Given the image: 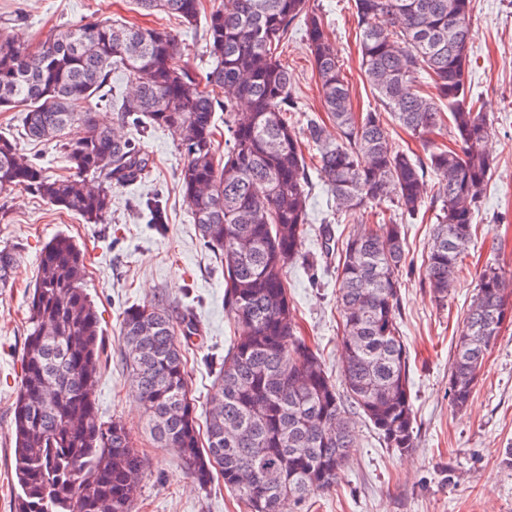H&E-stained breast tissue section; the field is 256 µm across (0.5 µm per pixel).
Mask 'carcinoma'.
<instances>
[{"instance_id":"carcinoma-1","label":"carcinoma","mask_w":512,"mask_h":512,"mask_svg":"<svg viewBox=\"0 0 512 512\" xmlns=\"http://www.w3.org/2000/svg\"><path fill=\"white\" fill-rule=\"evenodd\" d=\"M364 77L384 110L424 145L415 158L394 150L379 112H352L351 90L309 0H219L206 17L213 66L198 81L180 63L165 29L108 18L66 27L35 49L14 46L0 29V109L24 112V135L53 142L72 123L84 136L60 144L69 175L51 177L0 137V191L24 188L48 203L104 224L112 188L145 176L148 160L102 124L93 107L123 67L132 92L116 104L125 121L146 119L178 139L181 187L204 246L224 269V305L237 337L224 354L204 424L190 396L178 335L201 332L194 312L173 316L162 301L131 306L121 321L124 362L160 448H173L202 486L213 471L249 512H286L334 485L356 435L318 351L299 336L288 299L287 268L301 256L309 172L303 146L336 201L354 212L387 200L402 215L425 203L428 174L442 203L425 259L433 298H448L467 257L473 221L492 160L482 151L491 125L468 85L475 0H354ZM182 22H197L202 0H135ZM303 21L322 108L338 131L331 140L316 113L302 135L288 65L277 53ZM427 73V89L415 78ZM219 88L223 99L209 88ZM228 116L224 156H216L214 113ZM448 108L455 145L429 140ZM403 225L394 220L349 235L337 265V304L346 400L373 424L384 447H416L410 355L398 323ZM18 267L16 248H0V289ZM85 256L59 234L42 249L31 328L13 406V464L21 489L16 512H131L146 458L122 423H106L91 395L102 349L100 318L83 288ZM512 289L488 266L464 318L450 367L451 401L465 408Z\"/></svg>"}]
</instances>
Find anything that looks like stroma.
Here are the masks:
<instances>
[{"label": "stroma", "instance_id": "1", "mask_svg": "<svg viewBox=\"0 0 512 512\" xmlns=\"http://www.w3.org/2000/svg\"><path fill=\"white\" fill-rule=\"evenodd\" d=\"M336 48L350 85L354 112L380 110L359 65L352 0H309ZM122 18L170 30L181 61L196 76L211 65L204 21L188 25L167 15L144 14L133 0H0V28L15 44L35 46L58 27L99 18ZM469 82L492 129L486 151L493 160L475 235L447 302L437 304L424 282V259L439 212L438 181L427 177V199L417 216L401 217L406 247L400 272V329L410 354L416 413V447L407 455L385 448L361 415H354L357 446L336 486L293 505L292 512H512V323L505 325L485 358L479 381L463 410L450 401L449 375L464 313L486 266L499 267L512 282V0H476L469 48ZM281 57L291 74L300 111L321 109L318 78L302 24H294ZM98 115L136 141L149 160L141 180L114 186L112 213L104 224L47 203L30 190L0 193V246L20 254L13 287L0 290V512H14L18 491L13 466V404L22 378L28 335V297L39 255L55 235L71 237L85 255L83 286L101 320L102 367L92 396L103 421L120 420L140 439L148 462L133 512H247L243 502L215 477L201 488L171 448L154 447L143 409L122 360L120 323L126 308L166 300L172 311L189 307L202 328L186 350L189 389L198 416H206L213 383L235 325L224 307V273L204 247L181 189L184 157L172 131L121 123L116 112ZM23 114L0 111V135L47 175L67 174L56 143L23 135ZM159 198L168 221L148 223L144 204ZM388 204H370L336 215L333 199L312 176L307 209L306 261L289 267L288 297L302 336L319 348L331 376L343 355L341 314L336 303V256L324 255L322 230L345 237L376 224Z\"/></svg>", "mask_w": 512, "mask_h": 512}]
</instances>
